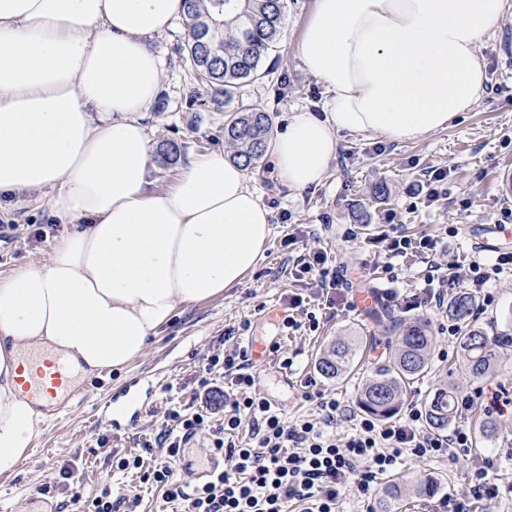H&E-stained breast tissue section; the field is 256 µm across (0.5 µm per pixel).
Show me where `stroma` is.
Listing matches in <instances>:
<instances>
[{"mask_svg":"<svg viewBox=\"0 0 512 512\" xmlns=\"http://www.w3.org/2000/svg\"><path fill=\"white\" fill-rule=\"evenodd\" d=\"M313 0H285L284 29L277 52L264 62L270 74L248 86V95L273 115L275 132L284 131L297 112L322 116L332 95L303 65L297 44ZM187 34L181 20L150 40L163 63L160 98L150 111L137 113L152 143L173 141L183 156L218 152L232 156L224 141V106L198 92L182 62ZM485 63V90L471 108L448 126L415 142L389 141L372 134L339 132L336 160L318 185L293 190L278 184L273 168L259 172L255 186L271 212L272 236L264 260L242 286L187 306L171 324L159 329L148 350L118 370L88 376L83 396L61 419L46 420L43 433L27 449L14 474L0 476V512H39L42 500L57 503L58 512H76L60 472L69 469L83 484L85 495L97 493L101 481H110L127 498L138 499L136 512H163L161 491L142 483L137 471H119L113 459L141 453L144 441L155 439L172 409L198 406V379L207 355L236 349L239 339L230 329L248 323V333L280 344L270 361H254L256 389L276 401L289 421L314 419L320 398L333 397L343 413L328 433L343 438L354 433L364 411L357 397L362 383L386 364L395 347L394 333L374 321L372 311L405 317L384 293L395 288L403 296L421 293L426 266L417 257L390 258L378 241L391 232L412 239L439 242L440 261L466 274L472 262L488 261L490 252L475 246L483 225L506 223L512 214V9L479 45ZM446 171L440 195L423 205L418 193L432 170ZM386 184V198H377L375 186ZM48 192L19 196L0 204V277L15 267L42 259L62 230L48 208ZM368 221L356 223L357 214ZM458 227L455 237L445 234ZM293 245H286L287 237ZM322 251L329 265L346 278L347 295L372 291L373 309L345 307L347 295L326 297L315 281L298 278L297 261ZM393 262L397 282H389L386 262ZM489 286L492 305L476 309L475 320L489 337L500 340V362L493 375L470 381L462 378L459 338L442 331L448 323L444 308L424 310L434 345L431 368L403 396L400 415L411 406H426L438 389L452 387L456 399L473 398L472 408L456 414L454 426L472 434V446L457 463L436 458L406 457L398 475L410 486L398 512H433L443 493L464 496L475 470L493 459L499 495L477 502L475 512H512V412L488 414L475 398L494 389L512 396V272L501 273ZM305 298L320 322L318 330L294 331L265 320L269 308L284 305L289 294ZM359 346L357 373L343 381L322 378L315 369L320 352L338 339ZM290 366H282V358ZM108 397L117 410L110 416L98 410L99 397ZM494 430L478 434L482 421ZM427 482L430 492L417 496L412 487Z\"/></svg>","mask_w":512,"mask_h":512,"instance_id":"stroma-1","label":"stroma"}]
</instances>
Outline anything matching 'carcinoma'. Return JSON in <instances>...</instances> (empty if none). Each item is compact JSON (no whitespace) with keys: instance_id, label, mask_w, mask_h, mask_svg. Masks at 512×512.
<instances>
[{"instance_id":"cac0c4a2","label":"carcinoma","mask_w":512,"mask_h":512,"mask_svg":"<svg viewBox=\"0 0 512 512\" xmlns=\"http://www.w3.org/2000/svg\"><path fill=\"white\" fill-rule=\"evenodd\" d=\"M181 17L188 31L185 50L191 74L211 97H224V141L233 158L253 169L269 152L273 120L261 104L245 97L244 87L267 75L262 64L280 38L284 0H183ZM474 306L467 292L448 302V314L464 326L462 375L469 379L485 376L497 359L496 344L471 323ZM388 329L400 332L396 350L359 392L361 408L380 419L398 412L406 386L426 371L434 341L424 317L394 319ZM355 356V348L337 341L318 358L316 368L324 378L339 380L352 369ZM427 412L433 430L448 427L455 413L453 391L438 392ZM402 483L390 481L379 512H393L399 505Z\"/></svg>"}]
</instances>
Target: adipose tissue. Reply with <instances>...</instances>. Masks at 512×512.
<instances>
[{"label": "adipose tissue", "instance_id": "1", "mask_svg": "<svg viewBox=\"0 0 512 512\" xmlns=\"http://www.w3.org/2000/svg\"><path fill=\"white\" fill-rule=\"evenodd\" d=\"M507 0H313L298 55L333 97L294 115L270 155L279 185L319 184L338 132L418 141L484 90L482 38ZM182 0H0V198L49 191L68 229L39 262L0 278V475L43 414L21 392L27 352L93 373L142 355L193 303L242 285L263 260L270 212L242 161L187 160L149 188L148 135L162 64L147 42Z\"/></svg>", "mask_w": 512, "mask_h": 512}]
</instances>
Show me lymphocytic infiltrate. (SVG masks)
<instances>
[{
  "label": "lymphocytic infiltrate",
  "mask_w": 512,
  "mask_h": 512,
  "mask_svg": "<svg viewBox=\"0 0 512 512\" xmlns=\"http://www.w3.org/2000/svg\"><path fill=\"white\" fill-rule=\"evenodd\" d=\"M391 256L418 254L427 265L429 287L423 305L441 307L445 288L452 279L441 273L436 260L437 244L432 239L412 240L402 234L384 238ZM512 270V249L497 251L490 264L473 262L468 285L482 304H491L488 289L492 277ZM252 362L247 350L212 354L202 369L203 391H210L211 378L221 375L232 390L231 414L222 424L212 422L208 405L191 412H168V428L158 434L157 444H145L144 452L119 459V470L135 469L147 483L164 491L165 503L183 507L184 512H336L348 491L366 501H374L381 476L403 465V453L418 459L458 458L472 445L470 433L457 427L447 432H431L424 426L423 409L411 407L407 416L387 422L373 417L360 419L353 435L334 441L310 420L288 422L280 408L256 393ZM254 425V442L237 444L234 433L242 417ZM210 431L212 451L225 457L228 468L212 472L208 481L194 484L185 479L176 464L182 448L201 431ZM162 455H154V447Z\"/></svg>",
  "instance_id": "f902f5d3"
}]
</instances>
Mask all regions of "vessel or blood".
<instances>
[{
  "label": "vessel or blood",
  "mask_w": 512,
  "mask_h": 512,
  "mask_svg": "<svg viewBox=\"0 0 512 512\" xmlns=\"http://www.w3.org/2000/svg\"><path fill=\"white\" fill-rule=\"evenodd\" d=\"M36 368L20 384L32 400L43 404L52 415H59L67 404L80 396L81 390L70 378V364L63 357L40 352L34 357Z\"/></svg>",
  "instance_id": "vessel-or-blood-1"
}]
</instances>
